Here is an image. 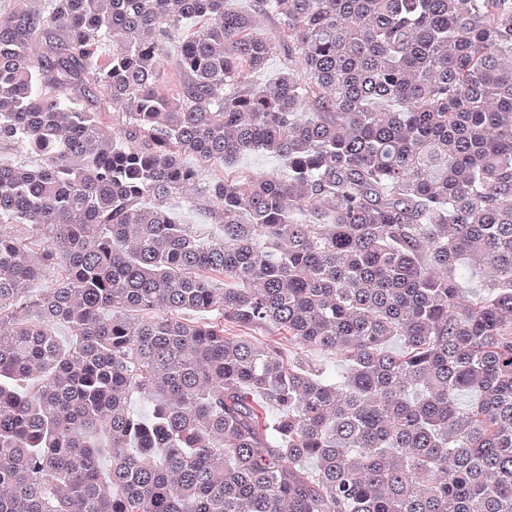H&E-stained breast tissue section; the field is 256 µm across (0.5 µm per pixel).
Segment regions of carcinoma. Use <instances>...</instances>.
Instances as JSON below:
<instances>
[{"label": "carcinoma", "instance_id": "carcinoma-1", "mask_svg": "<svg viewBox=\"0 0 512 512\" xmlns=\"http://www.w3.org/2000/svg\"><path fill=\"white\" fill-rule=\"evenodd\" d=\"M227 2L0 14V512H512V0ZM237 170L248 173L276 175L280 168L278 160L262 154H246L240 156L235 163ZM171 206L173 212L181 216L187 224H195L194 230L202 232V236L207 237L208 235L210 238L211 234L213 236L219 233L218 226L216 224H204V222L193 213L191 204L187 203L186 200L175 199L172 201Z\"/></svg>", "mask_w": 512, "mask_h": 512}]
</instances>
